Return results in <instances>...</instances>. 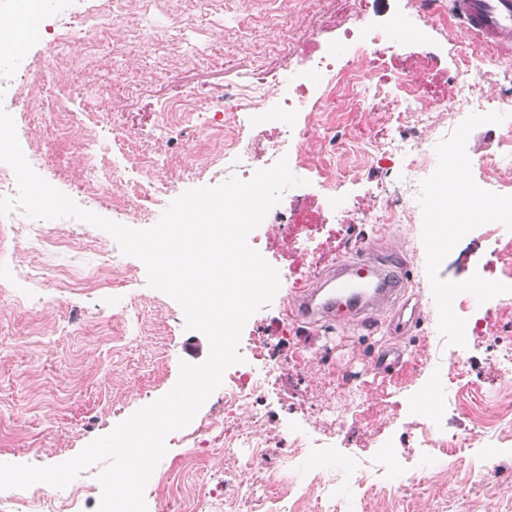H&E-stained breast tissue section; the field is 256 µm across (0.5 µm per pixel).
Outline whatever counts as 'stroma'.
Wrapping results in <instances>:
<instances>
[{
	"label": "stroma",
	"mask_w": 512,
	"mask_h": 512,
	"mask_svg": "<svg viewBox=\"0 0 512 512\" xmlns=\"http://www.w3.org/2000/svg\"><path fill=\"white\" fill-rule=\"evenodd\" d=\"M85 8L84 0H49L23 57L0 60V104L14 118L23 151L44 153L37 174L80 207L147 229L186 190L241 176L245 157L212 152L225 130H262L269 164L287 159L302 183L283 192L249 245L308 288L341 256L397 254L407 295L421 307L419 323L403 334L386 317L364 329L341 318L312 328L289 320L291 292L280 285L247 321L241 363L225 371L192 422L168 436L145 487L148 512H162L175 495L191 512H205L229 476L243 491L227 512H264L248 494L252 487L283 502L303 496L302 512H314L316 482L364 459L385 464L384 476L361 500L340 485L343 512H512V433L472 437L475 404L512 416V394L502 391L494 361L512 344V306H500L496 289L483 299L465 290V308L452 320L438 302L442 285L472 280L488 242L512 240V162L504 158L512 136V82L504 75L512 57L465 35L448 16H429L419 0H117L106 50L82 24ZM398 17L410 38L393 31ZM360 20L387 28L403 59L424 50L436 61L423 89L431 103L425 122L373 106L360 86L317 126L308 112L320 89H307L294 111L279 104V87L295 84L306 67L310 39L330 45L350 69H368L343 34ZM51 58L79 74L80 90L53 77L30 86L29 71ZM471 77L480 101L501 104L495 117L459 100ZM242 89L262 96V116L240 108ZM462 112L470 116L471 182L502 211L495 223L470 225L450 253L432 247L431 181L448 165L451 127ZM384 132L412 143L428 161L418 190L406 185L407 156L373 148ZM149 166L166 189L145 202L135 188ZM303 195L315 202V218L309 228H294L290 204ZM390 195L403 200L398 222H366L365 210ZM45 228L62 246L35 250L24 242L0 257V463L50 466L73 458L170 391L180 361L198 364L209 354L205 335L185 329L180 305L148 285L143 262L123 254L111 235L70 218L46 221ZM103 267L124 287H84ZM29 269L49 287L26 279ZM386 347L405 354L403 367L388 374L374 367ZM460 347L465 353L452 384L448 361ZM271 357L278 361L277 389L256 409L225 411V391L240 375L265 371ZM429 425L472 438L465 457L455 462L447 450L423 443ZM238 432L266 440V470H246L225 452V436ZM297 437L305 458L294 465ZM202 444L203 464L182 466ZM103 468L93 464L62 489L34 485L41 512H57L74 496L78 512H97ZM399 468L427 478L397 482Z\"/></svg>",
	"instance_id": "1"
}]
</instances>
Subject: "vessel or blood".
Segmentation results:
<instances>
[{
    "label": "vessel or blood",
    "instance_id": "vessel-or-blood-1",
    "mask_svg": "<svg viewBox=\"0 0 512 512\" xmlns=\"http://www.w3.org/2000/svg\"><path fill=\"white\" fill-rule=\"evenodd\" d=\"M448 13L464 33L495 48L499 55H512V0H448ZM362 264V259L345 257L326 270L330 289H302L293 301L292 317L307 326L339 315L353 325L373 323V311L401 294L405 272L382 261L372 267V280L360 289L356 282Z\"/></svg>",
    "mask_w": 512,
    "mask_h": 512
}]
</instances>
